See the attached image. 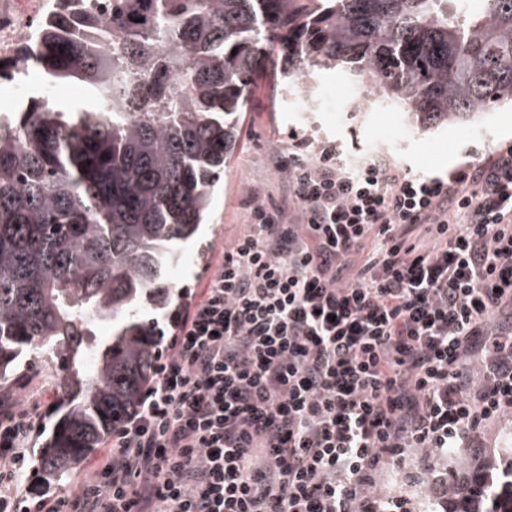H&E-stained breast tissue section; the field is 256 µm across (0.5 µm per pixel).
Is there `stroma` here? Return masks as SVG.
I'll return each mask as SVG.
<instances>
[{
  "instance_id": "obj_1",
  "label": "stroma",
  "mask_w": 512,
  "mask_h": 512,
  "mask_svg": "<svg viewBox=\"0 0 512 512\" xmlns=\"http://www.w3.org/2000/svg\"><path fill=\"white\" fill-rule=\"evenodd\" d=\"M273 58H266L265 69L255 80L244 112L240 115L242 136L224 169L220 187L214 196L213 223L204 225L198 239L183 248L182 262L168 270V278L180 293L191 294L205 288L222 257L225 243L246 229L247 205L251 196L269 202H281L286 176L278 172L272 160L288 144L289 134L327 138L341 144L353 160L369 159V148L380 144V156L398 164L407 172L439 174L464 161L486 159L500 146L512 144V104H504L490 114L484 127L466 124L444 126L424 133L409 129L400 112L369 99L360 111L335 114L325 111L326 93L343 94L356 90L355 82L327 73L291 91L274 89L269 76ZM28 379L15 401L40 430L26 439L25 447L41 448L58 419L53 409L57 393L49 363L32 358L26 364ZM512 445V417L492 424L482 439L454 456L434 461L431 471H419L411 489L421 512H430V477L455 472L460 462L479 469L498 457L502 448ZM22 488L28 496L50 492L58 496L72 494L84 469L76 467L57 481H42L36 457H28L23 467Z\"/></svg>"
}]
</instances>
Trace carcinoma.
Wrapping results in <instances>:
<instances>
[{
  "label": "carcinoma",
  "instance_id": "1",
  "mask_svg": "<svg viewBox=\"0 0 512 512\" xmlns=\"http://www.w3.org/2000/svg\"><path fill=\"white\" fill-rule=\"evenodd\" d=\"M55 0L0 83L42 94L0 116V404L46 348L62 397L38 463L66 475L137 405L176 293L180 244L211 222L238 114L274 47L276 82L344 73L417 130L480 124L512 101V0ZM112 336L98 335L100 326ZM446 512H512V450L456 484ZM45 96L55 98L54 103L62 110H69L81 103L86 95V87L77 80H65L51 87L42 86ZM56 94V96H55Z\"/></svg>",
  "mask_w": 512,
  "mask_h": 512
}]
</instances>
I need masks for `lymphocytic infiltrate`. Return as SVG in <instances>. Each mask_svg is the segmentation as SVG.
I'll list each match as a JSON object with an SVG mask.
<instances>
[{"label":"lymphocytic infiltrate","instance_id":"lymphocytic-infiltrate-1","mask_svg":"<svg viewBox=\"0 0 512 512\" xmlns=\"http://www.w3.org/2000/svg\"><path fill=\"white\" fill-rule=\"evenodd\" d=\"M274 166L288 206L253 204L76 499L22 493L34 426L0 417V512H412L386 470L512 415V146L430 176L293 134Z\"/></svg>","mask_w":512,"mask_h":512}]
</instances>
